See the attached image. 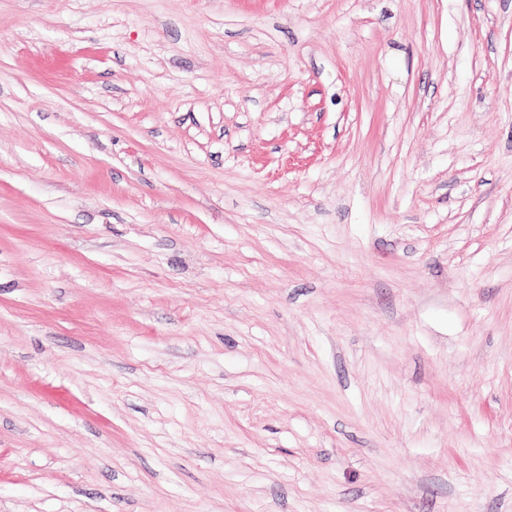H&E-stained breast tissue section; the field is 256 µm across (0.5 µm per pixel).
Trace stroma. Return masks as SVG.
Masks as SVG:
<instances>
[{
  "label": "stroma",
  "mask_w": 512,
  "mask_h": 512,
  "mask_svg": "<svg viewBox=\"0 0 512 512\" xmlns=\"http://www.w3.org/2000/svg\"><path fill=\"white\" fill-rule=\"evenodd\" d=\"M0 512H512V0H0Z\"/></svg>",
  "instance_id": "1"
}]
</instances>
